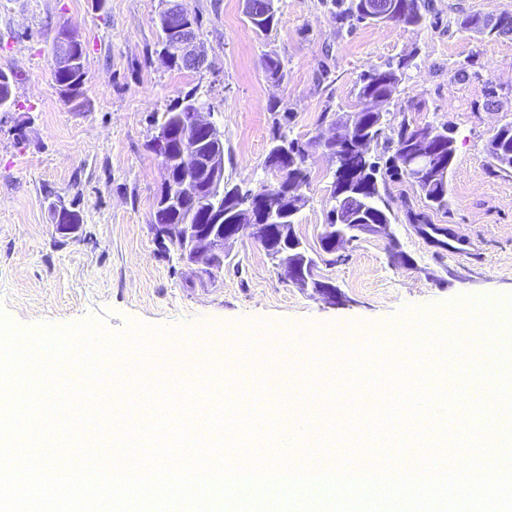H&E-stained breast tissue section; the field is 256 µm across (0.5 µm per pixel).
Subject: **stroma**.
<instances>
[{
    "mask_svg": "<svg viewBox=\"0 0 512 512\" xmlns=\"http://www.w3.org/2000/svg\"><path fill=\"white\" fill-rule=\"evenodd\" d=\"M201 20L206 69L168 67L159 55L160 0H0V69L13 71V112H0V313L17 327H67L98 320L114 333L132 323L168 330L157 353L200 342L214 366L213 391L230 401L244 392L229 363L234 335L256 344L288 334L311 345L307 367L318 392L310 420L324 433L350 430L340 409L325 414L321 393L338 389V368L323 343L358 344L422 315L443 320L464 297L498 302L512 296V171L497 168L488 144L512 122V36H482L460 27L468 14H512V0H431L425 24L361 23L340 29L322 0H276L278 25L257 32L243 0H186ZM85 49L81 107L58 96L51 64L59 27ZM284 64L275 80L265 56ZM412 56L386 116L388 124L446 122L455 159L447 213L427 209L416 186L388 182L392 238L368 233L344 245L341 262L320 247L330 202V162L321 139L336 128L325 108L353 111L359 74L391 57ZM465 66L466 79L455 70ZM494 96H486L485 85ZM224 134V178L275 190L265 167L282 116L307 144L308 199L295 232L335 295L299 288L242 230L214 278L180 261L177 247L158 250L151 230L162 183L150 150L153 119L190 89ZM53 201L77 204L82 226L57 232ZM446 228L463 248L450 252L430 234ZM399 247L410 259L400 265Z\"/></svg>",
    "mask_w": 512,
    "mask_h": 512,
    "instance_id": "obj_1",
    "label": "stroma"
}]
</instances>
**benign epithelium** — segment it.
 Returning <instances> with one entry per match:
<instances>
[{
  "instance_id": "benign-epithelium-1",
  "label": "benign epithelium",
  "mask_w": 512,
  "mask_h": 512,
  "mask_svg": "<svg viewBox=\"0 0 512 512\" xmlns=\"http://www.w3.org/2000/svg\"><path fill=\"white\" fill-rule=\"evenodd\" d=\"M159 24L163 29V44L159 55L166 61L175 58L184 68L200 71L206 68V55L199 49V34L192 21L186 0H162ZM84 46L70 31L58 29L52 56V71L61 75L83 66ZM60 98L75 106L80 105L82 89L65 82L57 83ZM185 112L180 122L171 126L157 122L150 141L151 150L161 159L163 167V192L154 203V224L151 229L154 241L180 245L181 261L199 264L210 270L226 257V245L247 226L256 245L277 261L282 276L299 288H314L333 293V285L317 278L316 261L303 249L293 234L294 225L281 229L287 236L282 244L268 234H257L258 222L279 224L286 214L296 216L302 210L300 193L288 190L280 196L279 204L272 207L262 202V197L252 191L248 194H224V136L212 122L201 119L207 110L200 100L182 101ZM454 149L450 130H428L418 134L410 143L404 166L412 177L419 178L437 171L441 164L437 156L443 143ZM52 223L60 233L75 231L82 218L75 207L53 203L50 205ZM165 209L189 210L192 219L183 224L161 223ZM374 233L387 239L393 238L389 224H349L342 222L340 229L324 225L322 236L335 248L344 242L355 241L361 235Z\"/></svg>"
}]
</instances>
